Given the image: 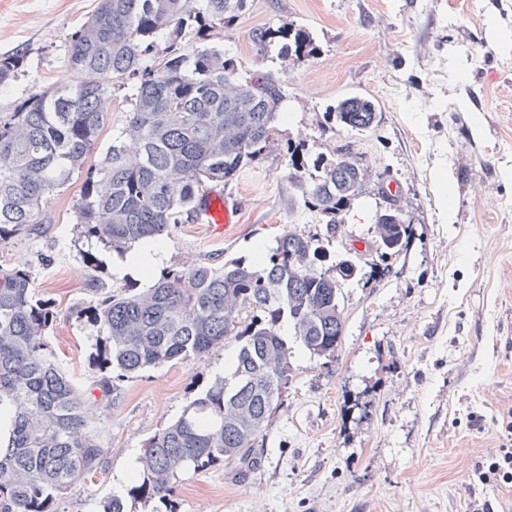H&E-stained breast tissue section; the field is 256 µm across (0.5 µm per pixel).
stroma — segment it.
Instances as JSON below:
<instances>
[{
	"instance_id": "stroma-1",
	"label": "stroma",
	"mask_w": 512,
	"mask_h": 512,
	"mask_svg": "<svg viewBox=\"0 0 512 512\" xmlns=\"http://www.w3.org/2000/svg\"><path fill=\"white\" fill-rule=\"evenodd\" d=\"M249 0L220 36L227 55L282 79L286 118L280 145L224 187L235 200L234 228L181 224L161 240L165 270L241 258L257 262L283 228L327 237L331 259L374 245V215L391 184L412 227L408 246L342 290L344 329L335 358L292 347L294 377L260 438V464L246 473L220 466L176 484V512H464L467 472L496 448V420L512 411V0ZM95 0H0V53L33 49L25 77L0 105L41 83L73 79L64 62L70 35ZM304 25L320 47L309 60L258 55L254 30ZM347 92L376 98L378 127L356 135L327 122ZM305 141L310 154L350 146L367 162L361 194L336 234L294 199L281 144ZM82 178L73 175L46 207L51 224L0 241V269L29 267L37 298L52 303L47 337L82 389L106 378L90 360L96 329L75 319L105 292L151 287L153 278H117L101 246L82 238L71 209ZM239 344L118 380L116 397L88 406L87 431L105 450L100 474L78 481L64 512H101L131 457L148 438L222 376ZM482 419L472 426L468 415Z\"/></svg>"
}]
</instances>
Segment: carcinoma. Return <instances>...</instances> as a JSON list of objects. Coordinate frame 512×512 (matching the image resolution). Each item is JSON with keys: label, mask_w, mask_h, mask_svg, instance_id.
<instances>
[{"label": "carcinoma", "mask_w": 512, "mask_h": 512, "mask_svg": "<svg viewBox=\"0 0 512 512\" xmlns=\"http://www.w3.org/2000/svg\"><path fill=\"white\" fill-rule=\"evenodd\" d=\"M248 0H98L69 41L70 84L37 87L0 112V240L24 226L50 224L44 203L75 172L84 175L73 204L83 237L123 252L176 224L198 220L208 192L267 154L286 101L272 71L250 72L224 55L212 32L230 28ZM261 56L316 55L309 31L293 24L259 29ZM30 48L0 56V89L25 72ZM127 89L122 131L95 164L107 113L102 104ZM358 135L373 131L380 106L349 94L326 112ZM288 179L299 203L333 235L368 173L349 148L314 157L290 142ZM382 255L407 245L410 224L394 199L376 210ZM361 271L357 255L329 264L323 240L283 230L258 265L233 258L171 270L152 287L101 301L93 362L125 378L178 363L233 338L240 349L231 376L215 381L182 414L151 436L128 494L170 499L180 475L256 464V447L293 377L292 327L312 356L333 358L341 344V288ZM51 304L34 295L29 268L0 272V404L14 415L0 448V512H61L82 477L95 476L105 449L86 434V402L51 358Z\"/></svg>", "instance_id": "obj_1"}]
</instances>
